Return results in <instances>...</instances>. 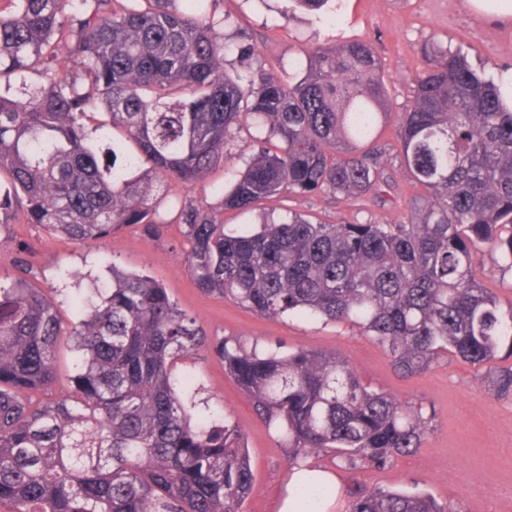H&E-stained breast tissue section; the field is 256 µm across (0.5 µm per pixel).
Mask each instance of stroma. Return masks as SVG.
<instances>
[{"label":"stroma","mask_w":512,"mask_h":512,"mask_svg":"<svg viewBox=\"0 0 512 512\" xmlns=\"http://www.w3.org/2000/svg\"><path fill=\"white\" fill-rule=\"evenodd\" d=\"M339 22L293 9L290 0H224L267 66L294 71L302 49L333 46L361 38L375 47L389 91L391 118L380 138L387 144L389 166L397 182L380 196L283 194L267 201L266 211H294L314 220L348 224H396L409 214L411 188L394 147L397 115L410 100L416 76L425 68L422 44L440 42L462 47L472 63H486L493 73L512 69V19L491 21L467 7V0H340ZM244 140L230 147L222 167L202 185L171 184L170 192L194 203L217 205L224 180L240 167ZM181 227L165 225L157 237L143 238L125 228L100 242L77 243L32 224L16 223L0 230V280L15 274V258L24 254L38 281L54 289L64 322L82 313L81 299L93 279L108 282V269L118 266L151 276L204 328L210 339L231 338L244 347L278 344L287 350L317 348L347 359L365 384L400 400L423 405L433 416L419 448L382 468L346 469L335 453L306 455V464L338 475L349 512L356 492L406 490L423 492L449 512H512V400L495 397L487 380L512 366V357L473 364L453 355L440 356L425 371L406 377L396 371L381 344L354 324L285 315L263 318L228 298L202 294L181 258ZM479 276L492 288L503 310L512 309V274L502 272L490 247L476 256ZM75 271L72 279L62 270ZM188 370L198 397L211 411L227 413L241 431L254 474L255 488L244 512H278L292 468L290 451L273 428L255 413L248 397L209 351L198 353Z\"/></svg>","instance_id":"stroma-1"}]
</instances>
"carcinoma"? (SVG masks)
<instances>
[{"label":"carcinoma","mask_w":512,"mask_h":512,"mask_svg":"<svg viewBox=\"0 0 512 512\" xmlns=\"http://www.w3.org/2000/svg\"><path fill=\"white\" fill-rule=\"evenodd\" d=\"M338 20L334 0H292ZM220 0H0V229L19 219L73 241L137 226L154 237L168 182L197 185L224 163L235 131L254 128L245 168L219 206L178 201L188 272L203 293L261 317L351 322L393 366L417 374L442 353L472 363L512 354L504 313L474 264L490 245L512 272V107L490 68L429 42L399 113L398 156L416 189L399 224L312 223L298 213L224 232V212L285 191L358 197L392 183L375 137L388 88L374 46L303 51L281 76L253 57ZM66 326L24 257L0 284V512H243L254 487L244 437L199 413L177 365L205 347L276 425L293 462L331 449L353 471L419 447L423 407L365 386L348 360L317 348L246 349L208 334L150 277L112 268ZM72 337L70 391L56 379ZM512 399V367L489 378ZM332 489L299 490L321 512ZM351 512H447L422 493L372 491ZM75 363L72 344L68 336H61L56 349L57 378L55 383L45 393H41L43 400L58 398L69 391V376Z\"/></svg>","instance_id":"carcinoma-1"}]
</instances>
